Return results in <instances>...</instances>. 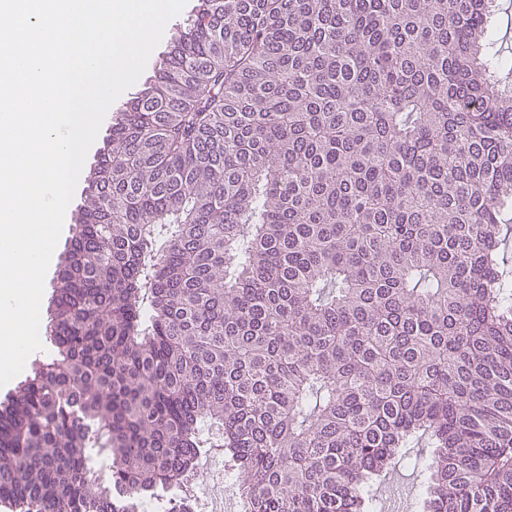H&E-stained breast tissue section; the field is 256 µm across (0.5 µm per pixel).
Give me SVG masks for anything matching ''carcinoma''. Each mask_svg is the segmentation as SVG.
<instances>
[{
    "instance_id": "obj_1",
    "label": "carcinoma",
    "mask_w": 512,
    "mask_h": 512,
    "mask_svg": "<svg viewBox=\"0 0 512 512\" xmlns=\"http://www.w3.org/2000/svg\"><path fill=\"white\" fill-rule=\"evenodd\" d=\"M493 13L198 0L86 176L54 352L0 403V502L189 512L220 448L243 512H373L411 459L425 512H512Z\"/></svg>"
}]
</instances>
